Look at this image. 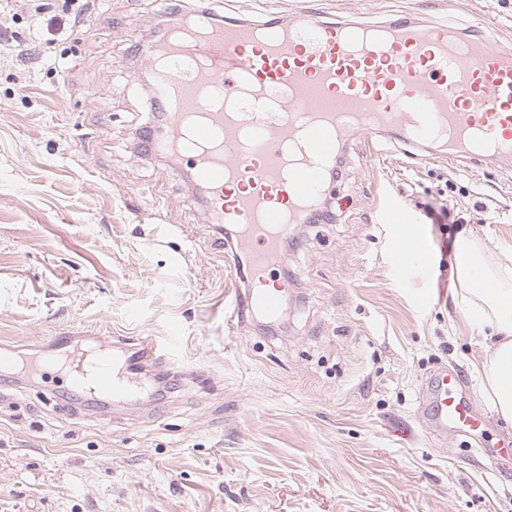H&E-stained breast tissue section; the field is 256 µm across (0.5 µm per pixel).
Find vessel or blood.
I'll return each instance as SVG.
<instances>
[{"label": "vessel or blood", "mask_w": 512, "mask_h": 512, "mask_svg": "<svg viewBox=\"0 0 512 512\" xmlns=\"http://www.w3.org/2000/svg\"><path fill=\"white\" fill-rule=\"evenodd\" d=\"M137 51L154 76L151 109L168 126L151 152L175 170L190 168L210 223L236 225L249 257V288L224 294L231 331L245 311L278 314L282 287L270 278L279 245L326 194L338 143L380 136L387 151L397 141L443 140L465 160L512 155V46L480 33L465 39L446 24L401 20L340 24L310 9L259 24L218 25L192 14ZM396 224L398 268L422 272L425 256L410 245L418 224L405 213ZM177 347L174 335L133 347L104 339L89 351L63 343L46 364L66 367L69 393L121 407L149 402L140 371ZM420 403L439 441L483 427L457 372L433 374Z\"/></svg>", "instance_id": "obj_1"}]
</instances>
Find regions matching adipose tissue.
<instances>
[{
    "label": "adipose tissue",
    "instance_id": "ef3b65f1",
    "mask_svg": "<svg viewBox=\"0 0 512 512\" xmlns=\"http://www.w3.org/2000/svg\"><path fill=\"white\" fill-rule=\"evenodd\" d=\"M460 261L457 277L468 283L474 270H481L483 285L470 291V313L474 321L490 325V353L481 366L488 396L502 419L512 421V269L491 271L471 238L458 242Z\"/></svg>",
    "mask_w": 512,
    "mask_h": 512
}]
</instances>
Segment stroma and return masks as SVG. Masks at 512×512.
<instances>
[{"instance_id":"35a3bbf8","label":"stroma","mask_w":512,"mask_h":512,"mask_svg":"<svg viewBox=\"0 0 512 512\" xmlns=\"http://www.w3.org/2000/svg\"><path fill=\"white\" fill-rule=\"evenodd\" d=\"M313 6L327 20L406 17L470 30L484 17L512 46V0H223L226 17L292 19ZM157 0H102L72 31L29 36L25 0H0V346L40 360L66 336H149L171 325L182 347L151 405L103 417L60 379L0 376V512H512V438L478 374L489 347L457 278L454 247L474 238L512 268V158L432 162L377 157L343 143L335 223L309 224L289 250L298 287L285 288L284 328L224 330L236 286L213 241L204 202L170 163L141 154L132 127L150 94L131 51L152 38ZM102 91V106L89 97ZM156 203L186 205L155 218ZM448 217L427 219L423 203ZM420 218L425 277L402 278L388 211ZM430 302H423L422 292ZM461 375L486 421L482 434L440 442L421 418L423 383Z\"/></svg>"}]
</instances>
